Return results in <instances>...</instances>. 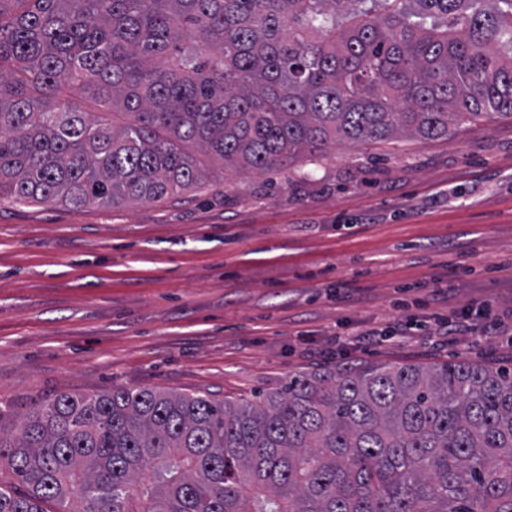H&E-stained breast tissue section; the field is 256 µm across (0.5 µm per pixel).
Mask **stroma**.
<instances>
[{
    "label": "stroma",
    "mask_w": 512,
    "mask_h": 512,
    "mask_svg": "<svg viewBox=\"0 0 512 512\" xmlns=\"http://www.w3.org/2000/svg\"><path fill=\"white\" fill-rule=\"evenodd\" d=\"M200 160L208 180L159 201H0L1 433L46 399L113 387L238 401L343 362L512 365L493 338L331 342L346 323L512 309L511 118L264 173ZM444 270L437 305L427 284Z\"/></svg>",
    "instance_id": "stroma-1"
}]
</instances>
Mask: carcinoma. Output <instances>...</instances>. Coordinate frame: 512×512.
Returning <instances> with one entry per match:
<instances>
[{"instance_id":"carcinoma-1","label":"carcinoma","mask_w":512,"mask_h":512,"mask_svg":"<svg viewBox=\"0 0 512 512\" xmlns=\"http://www.w3.org/2000/svg\"><path fill=\"white\" fill-rule=\"evenodd\" d=\"M89 94L112 119L64 97ZM512 118V0H0V199L118 206ZM0 512H512V369L342 364L256 401L61 394Z\"/></svg>"}]
</instances>
